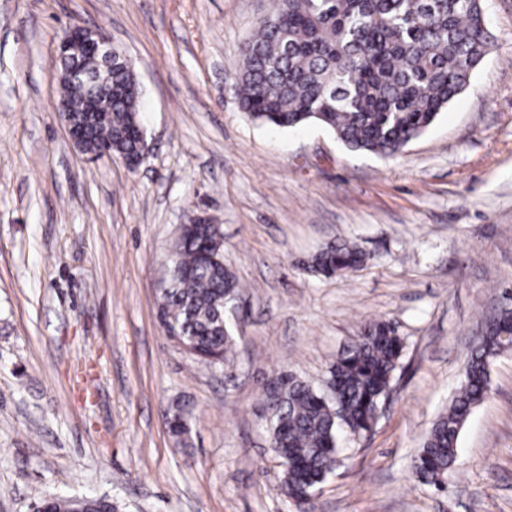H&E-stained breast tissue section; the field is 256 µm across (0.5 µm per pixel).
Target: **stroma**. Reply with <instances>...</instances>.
<instances>
[{
	"label": "stroma",
	"instance_id": "1",
	"mask_svg": "<svg viewBox=\"0 0 512 512\" xmlns=\"http://www.w3.org/2000/svg\"><path fill=\"white\" fill-rule=\"evenodd\" d=\"M270 0H0V512L40 497L121 512H304L281 494L262 410L269 378L314 388L370 321L404 341L369 432L344 441L315 512H512V353L435 491L412 463L512 288V0H484L488 53L398 154L316 124L241 112L239 48ZM102 28L130 57L152 146L137 170L90 163L56 111L57 46ZM221 224L242 286L234 352L209 365L159 318L178 225ZM355 243L358 270L302 265ZM187 405L191 433L165 424Z\"/></svg>",
	"mask_w": 512,
	"mask_h": 512
}]
</instances>
